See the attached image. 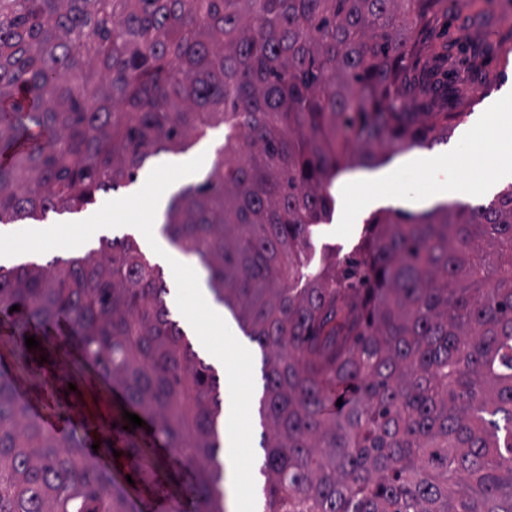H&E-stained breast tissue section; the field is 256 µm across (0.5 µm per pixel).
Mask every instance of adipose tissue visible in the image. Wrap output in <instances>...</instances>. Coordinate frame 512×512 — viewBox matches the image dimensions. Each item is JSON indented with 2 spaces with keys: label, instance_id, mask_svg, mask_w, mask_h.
Listing matches in <instances>:
<instances>
[{
  "label": "adipose tissue",
  "instance_id": "ef3b65f1",
  "mask_svg": "<svg viewBox=\"0 0 512 512\" xmlns=\"http://www.w3.org/2000/svg\"><path fill=\"white\" fill-rule=\"evenodd\" d=\"M464 140L468 144L467 152L433 156L422 163L421 170L433 181L436 195L481 194L512 176V126L502 124L497 113H489L480 125L465 135ZM491 152L498 155L499 161L478 184L457 178V171L470 169L472 164Z\"/></svg>",
  "mask_w": 512,
  "mask_h": 512
}]
</instances>
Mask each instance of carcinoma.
<instances>
[{
	"mask_svg": "<svg viewBox=\"0 0 512 512\" xmlns=\"http://www.w3.org/2000/svg\"><path fill=\"white\" fill-rule=\"evenodd\" d=\"M438 2L0 0V226L78 212L226 127L162 234L260 349L259 512H512V183L486 204L395 211L355 259H310L344 164L430 147L421 116L444 131L462 116L458 87L404 69ZM51 265L0 264L15 337L67 320L191 468L194 512H225L217 376L162 266L129 235ZM112 448L141 453L130 433ZM0 512H127L96 455L61 450L2 373Z\"/></svg>",
	"mask_w": 512,
	"mask_h": 512,
	"instance_id": "cac0c4a2",
	"label": "carcinoma"
}]
</instances>
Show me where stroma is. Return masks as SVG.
<instances>
[{
	"label": "stroma",
	"instance_id": "stroma-1",
	"mask_svg": "<svg viewBox=\"0 0 512 512\" xmlns=\"http://www.w3.org/2000/svg\"><path fill=\"white\" fill-rule=\"evenodd\" d=\"M512 47V15L501 8H488L484 0H444L442 6L426 19L411 47L406 65L412 73H434L437 80L453 81L462 91L458 106L463 118L447 143L433 150L414 148L406 151L383 149L371 166H350L337 174L329 192L334 199V216L315 227L311 259L320 262L328 257L345 259L357 255L366 244L365 229L384 213L378 205L358 213L354 223H341L338 216L346 185L369 182L383 173H394L391 191H407L409 199L400 203V211L422 213L431 184L417 179L411 165L429 154H445L461 145L464 135L478 126L490 107L512 114V62H506L504 47ZM48 355L40 357L11 333L8 318H0V366H6L15 385L25 389L40 402L43 411L62 424L61 434L86 444L98 445L101 465L112 474L113 485L126 499L129 512H139L137 499L143 488L129 484L122 458L111 449L101 447L105 431L111 430L114 407L111 403L112 383L100 378L93 367L82 360L74 336L66 333H44L41 336ZM141 467L158 481L157 490L170 499L173 507H181L189 470L179 469L171 451L150 441L138 459Z\"/></svg>",
	"mask_w": 512,
	"mask_h": 512
}]
</instances>
